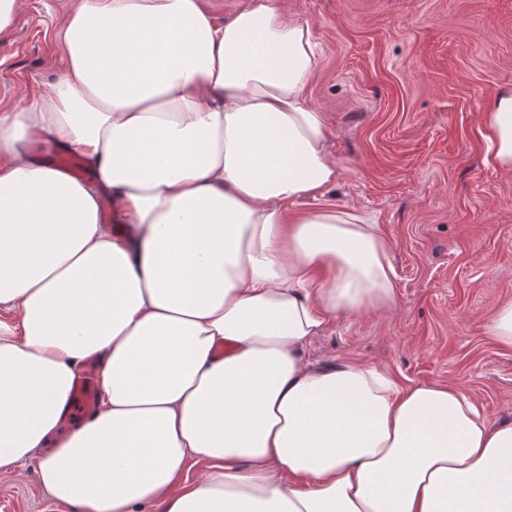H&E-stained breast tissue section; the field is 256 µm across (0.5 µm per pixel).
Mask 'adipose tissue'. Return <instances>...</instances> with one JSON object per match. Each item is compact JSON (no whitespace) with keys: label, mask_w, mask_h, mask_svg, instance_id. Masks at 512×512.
<instances>
[{"label":"adipose tissue","mask_w":512,"mask_h":512,"mask_svg":"<svg viewBox=\"0 0 512 512\" xmlns=\"http://www.w3.org/2000/svg\"><path fill=\"white\" fill-rule=\"evenodd\" d=\"M55 37L59 82L0 113V469L37 464L67 512H512V422L300 354L396 285L377 225L328 199L320 50L284 0L221 25L200 0H82ZM483 124L512 173V91ZM87 358L99 406L41 457ZM29 148H30L31 152L34 153L35 155H37V156H39V157H41V158H43V159H45L47 161H50L51 163H53L56 166L62 167L64 169H67L70 173L73 174V172L70 169H68L67 167H64V166H61V165H57V164H55L52 161V157H53L52 153H54V154H73V153L58 151V150L54 149V147H52L50 144L44 143V142H39V143L31 144V145H29ZM50 149L52 150V153L49 152ZM76 156L80 160L81 167H82V169L84 171V174L82 176H77L75 174H73V175L78 177V178H83V179H87V180L90 179L91 178V173L85 168L81 158L78 155H76ZM79 160L75 156H72V155H62V156H59V157L56 158V161L58 163L66 165L69 168L74 169L75 171H79L80 170Z\"/></svg>","instance_id":"adipose-tissue-1"}]
</instances>
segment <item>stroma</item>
<instances>
[{"label":"stroma","mask_w":512,"mask_h":512,"mask_svg":"<svg viewBox=\"0 0 512 512\" xmlns=\"http://www.w3.org/2000/svg\"><path fill=\"white\" fill-rule=\"evenodd\" d=\"M81 0H17L0 34V110L63 71L56 21ZM321 56L309 87L345 172L332 202L391 245L396 296L329 320L302 355L360 361L405 385L453 384L489 425L512 421V348L487 325L512 301V173L483 163L480 114L512 90V0H288ZM0 512H65L34 467L0 470Z\"/></svg>","instance_id":"stroma-1"}]
</instances>
